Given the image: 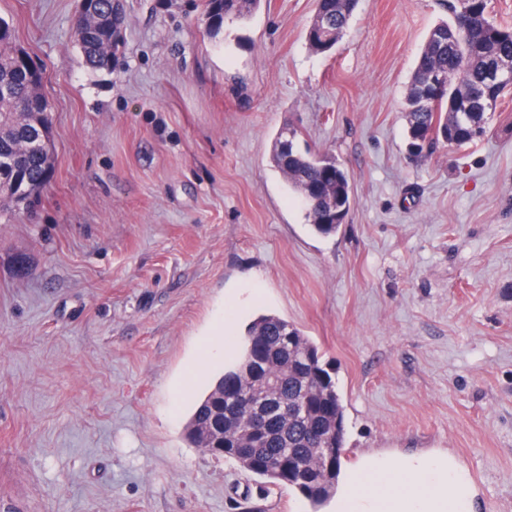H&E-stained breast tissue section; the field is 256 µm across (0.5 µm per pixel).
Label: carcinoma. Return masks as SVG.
<instances>
[{
	"label": "carcinoma",
	"instance_id": "carcinoma-1",
	"mask_svg": "<svg viewBox=\"0 0 512 512\" xmlns=\"http://www.w3.org/2000/svg\"><path fill=\"white\" fill-rule=\"evenodd\" d=\"M261 0H203L206 16L244 18ZM358 0H317L306 39L315 53H329L342 38ZM451 21L438 23L419 53L407 88L406 140L424 132L439 140L457 133L455 145L471 143L470 123L485 124V113L455 120L468 96L485 91L483 74L494 59L512 57V28L495 23L488 0H452ZM94 17L73 28L85 63L112 69V0H95ZM10 24L0 18V198L1 209L16 210L17 195L38 200L53 155L37 142L50 129L48 100L34 85ZM448 75V92L437 103L422 101L428 77ZM272 161L299 194L314 232L335 234L337 203L348 201L350 183L336 161L295 148L274 147ZM185 434L194 448H218L248 474L297 492L318 509L335 490L345 445L344 409L318 346L295 325L261 315L248 327L240 359L220 376L190 415Z\"/></svg>",
	"mask_w": 512,
	"mask_h": 512
}]
</instances>
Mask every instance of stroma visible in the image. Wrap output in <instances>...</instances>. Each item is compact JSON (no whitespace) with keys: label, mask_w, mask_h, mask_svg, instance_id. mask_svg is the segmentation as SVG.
Instances as JSON below:
<instances>
[{"label":"stroma","mask_w":512,"mask_h":512,"mask_svg":"<svg viewBox=\"0 0 512 512\" xmlns=\"http://www.w3.org/2000/svg\"><path fill=\"white\" fill-rule=\"evenodd\" d=\"M120 3L95 70L77 0H0L55 144L31 214L0 215V512H308L184 435L261 314L319 346L343 465L448 449L485 512H512V102L480 140L406 150L446 0H359L327 55L306 41L316 0H262L216 34L200 0ZM285 125L348 175L334 236L273 166Z\"/></svg>","instance_id":"35a3bbf8"}]
</instances>
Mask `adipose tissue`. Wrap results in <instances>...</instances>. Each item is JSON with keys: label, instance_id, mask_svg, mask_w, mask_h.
Instances as JSON below:
<instances>
[{"label": "adipose tissue", "instance_id": "adipose-tissue-1", "mask_svg": "<svg viewBox=\"0 0 512 512\" xmlns=\"http://www.w3.org/2000/svg\"><path fill=\"white\" fill-rule=\"evenodd\" d=\"M480 490L450 450L368 452L342 468L322 512H480Z\"/></svg>", "mask_w": 512, "mask_h": 512}]
</instances>
